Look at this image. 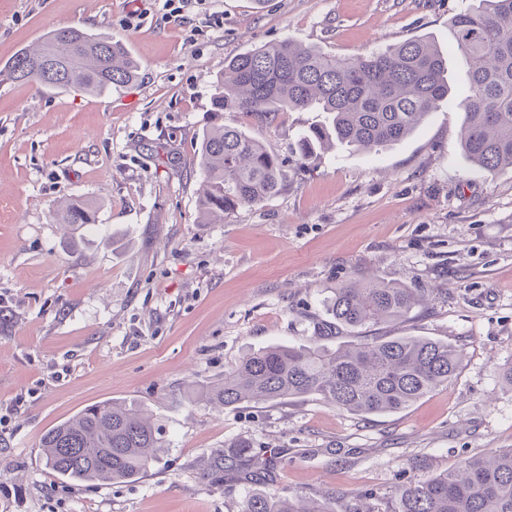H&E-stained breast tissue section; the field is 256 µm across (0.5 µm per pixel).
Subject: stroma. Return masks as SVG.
<instances>
[{"instance_id": "35a3bbf8", "label": "stroma", "mask_w": 512, "mask_h": 512, "mask_svg": "<svg viewBox=\"0 0 512 512\" xmlns=\"http://www.w3.org/2000/svg\"><path fill=\"white\" fill-rule=\"evenodd\" d=\"M472 0H0V66L47 33L123 41L134 84L101 93L0 82V512H240L255 492L336 512L369 494L394 512L416 463L443 471L512 448V170L465 161L463 112L446 103L379 152L299 143L323 121L213 112L225 65L291 38L356 58L426 34ZM245 131L288 165L277 196L206 224L203 131ZM95 202L89 229L57 224L65 200ZM424 290L405 320L366 336L456 345L457 377L393 413L352 414L319 397L223 408L204 389L250 351L336 347L327 299L349 280ZM135 406L164 449L132 482L69 481L46 468L42 434L88 405ZM273 449L268 476L208 475L215 450Z\"/></svg>"}]
</instances>
